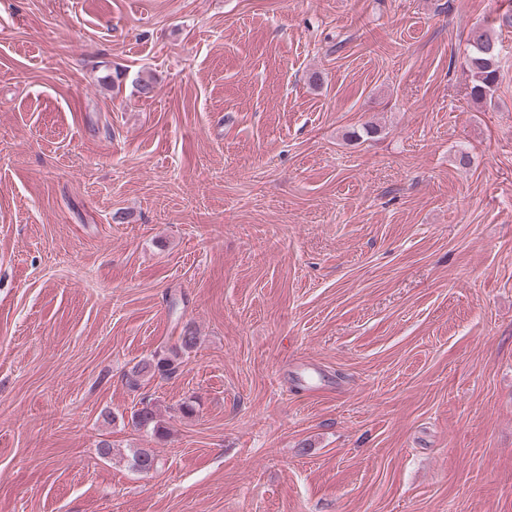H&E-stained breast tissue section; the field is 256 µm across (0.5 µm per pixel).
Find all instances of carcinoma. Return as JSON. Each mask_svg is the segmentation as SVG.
<instances>
[{
    "label": "carcinoma",
    "instance_id": "1",
    "mask_svg": "<svg viewBox=\"0 0 512 512\" xmlns=\"http://www.w3.org/2000/svg\"><path fill=\"white\" fill-rule=\"evenodd\" d=\"M467 43L469 53L465 64L471 78L470 95L478 103L490 104L501 80L497 44L490 31L483 27L472 28L467 35ZM197 343L198 336L195 331L191 326H185L174 347L157 351L132 368L130 375L127 376L128 385L132 388L138 387L140 378L144 376H174L179 370L180 358L193 351ZM131 421L137 428L149 430L156 437L165 434V426L149 404L136 410ZM157 464V455L150 449L139 448L132 455V466L139 471L153 470Z\"/></svg>",
    "mask_w": 512,
    "mask_h": 512
}]
</instances>
